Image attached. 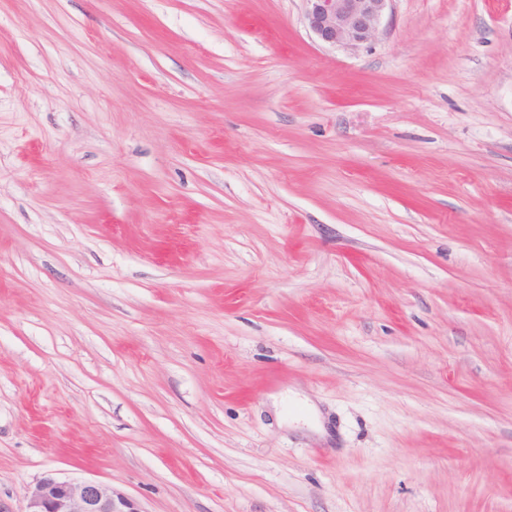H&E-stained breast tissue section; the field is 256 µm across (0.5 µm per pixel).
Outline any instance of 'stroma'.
I'll return each instance as SVG.
<instances>
[{
  "label": "stroma",
  "instance_id": "35a3bbf8",
  "mask_svg": "<svg viewBox=\"0 0 512 512\" xmlns=\"http://www.w3.org/2000/svg\"><path fill=\"white\" fill-rule=\"evenodd\" d=\"M512 512V0H0V505ZM309 28L331 46L358 48L378 33L393 0H303ZM25 512H141L137 503L97 481H72L47 474L25 493Z\"/></svg>",
  "mask_w": 512,
  "mask_h": 512
}]
</instances>
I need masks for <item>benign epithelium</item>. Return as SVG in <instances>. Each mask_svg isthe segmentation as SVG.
<instances>
[{
    "instance_id": "1",
    "label": "benign epithelium",
    "mask_w": 512,
    "mask_h": 512,
    "mask_svg": "<svg viewBox=\"0 0 512 512\" xmlns=\"http://www.w3.org/2000/svg\"><path fill=\"white\" fill-rule=\"evenodd\" d=\"M309 28L331 46L358 48L378 33L392 0H304ZM26 512H140L137 503L97 481L47 474L25 493Z\"/></svg>"
}]
</instances>
